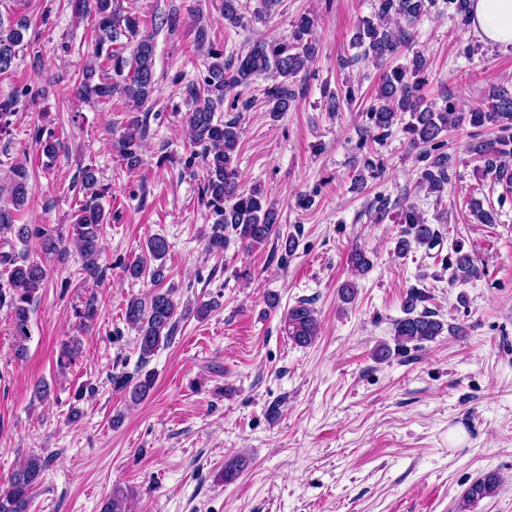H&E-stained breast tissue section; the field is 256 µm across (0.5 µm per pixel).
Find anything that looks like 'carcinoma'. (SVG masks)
Here are the masks:
<instances>
[{
    "mask_svg": "<svg viewBox=\"0 0 512 512\" xmlns=\"http://www.w3.org/2000/svg\"><path fill=\"white\" fill-rule=\"evenodd\" d=\"M432 0H377L378 21H360L353 35L352 44L360 49V58L383 66L376 90V103L370 109L374 127L389 130L398 120V114L410 113L409 130L414 142L430 143L442 132L454 127L456 113L448 107L439 108L427 102L421 94L423 73L426 66L424 55L413 52L406 66L386 67L387 61L411 48L412 35L409 27L424 15ZM241 0H222L220 12L224 21L236 26L242 23ZM75 13L94 15L97 19V38L92 60L86 63L74 82V96L83 102L109 103L116 96L124 100L125 108L133 113L151 100L158 80L155 71V45L150 36L142 33L137 15L123 13L116 0H76ZM28 23L20 19L8 25L0 22V74L13 66L24 44ZM316 19L310 14L301 15L293 24L291 33L280 39H264L254 43L246 53L222 59V53H212L215 62L207 68L202 89H188L196 101L189 114L188 138L191 145L201 148L204 175L201 200L213 208L217 219L208 241V250L224 249V230L229 228L239 239L252 247L266 243L271 236L281 239L284 250H295L292 235H281L279 217L272 202L257 188L240 189L238 170L235 165L240 144L239 117L223 121L215 119L218 106L238 87L246 86L253 77L264 75L271 80L263 94L273 112H286L295 101L294 81L316 60L319 42L315 36ZM19 96L0 100V131L14 115ZM469 124L474 128L492 125L502 135L494 141H480L472 151L483 161V173L497 181L512 183V95L502 87L492 88L487 97L469 113ZM147 134L146 119L131 117L112 147L121 165L129 171L142 167L143 142ZM35 141L45 157L54 159L59 142L55 133L35 127ZM83 202L71 224L72 244L83 259V269L90 277L99 275V256L102 253V225L110 223L101 199L109 186L101 183L98 170L91 165L82 170ZM422 182L429 192L440 194L448 184V158H435L423 172ZM30 194L28 172L23 167L15 169L12 188L14 204L26 203ZM401 223L407 225L406 235L397 242V252L405 255L412 246L432 247L438 241V233L413 207L402 211ZM146 248L155 261L166 256L169 244L161 235L151 236ZM455 262L451 264L452 280L467 283L480 277L481 270L475 265L470 253L458 247L454 250ZM0 265L5 276L4 286L10 294V306L18 343L16 356L25 354L24 342L30 305L35 293L46 278L45 269L35 261L18 260L10 254L0 253ZM124 270L133 278L148 273L154 281L164 279L163 265L147 270V263L139 260L125 265ZM424 302V294L410 289L404 300V317L394 322V343L399 351L408 345L422 346L434 341L445 331V323L428 309L417 310ZM212 302H201L193 309L179 310L174 300V289L155 292L142 298H131L125 308V320L136 331V345L141 363L145 364L161 347L169 345L180 320L190 314L198 319L209 316ZM282 330L292 342L308 346L316 341L320 325L311 303L299 301L288 308L282 317ZM82 353L81 342L73 338L62 344L57 366L65 371L71 368ZM113 388L129 395L136 403L148 396L154 385L150 372L126 373L112 376ZM49 467V459L40 454L28 455L12 473L8 487L0 491V512H30L33 494L41 484ZM501 479L495 472H487L475 479L463 494V506L467 507L497 494ZM133 492L114 486L102 500L100 512H132Z\"/></svg>",
    "mask_w": 512,
    "mask_h": 512,
    "instance_id": "cac0c4a2",
    "label": "carcinoma"
}]
</instances>
